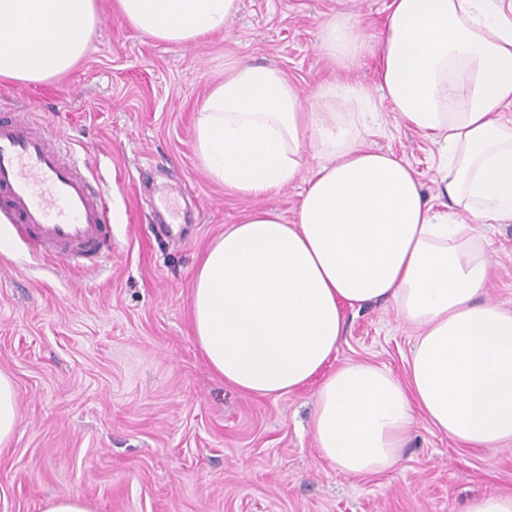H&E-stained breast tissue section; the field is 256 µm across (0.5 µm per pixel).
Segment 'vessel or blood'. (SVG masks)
Masks as SVG:
<instances>
[{
	"label": "vessel or blood",
	"instance_id": "b4317fda",
	"mask_svg": "<svg viewBox=\"0 0 512 512\" xmlns=\"http://www.w3.org/2000/svg\"><path fill=\"white\" fill-rule=\"evenodd\" d=\"M106 197L76 164L62 161L46 133L0 113V217L16 225L33 256L67 270L79 258L108 259Z\"/></svg>",
	"mask_w": 512,
	"mask_h": 512
}]
</instances>
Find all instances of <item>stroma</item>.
Listing matches in <instances>:
<instances>
[{"label": "stroma", "instance_id": "stroma-1", "mask_svg": "<svg viewBox=\"0 0 512 512\" xmlns=\"http://www.w3.org/2000/svg\"><path fill=\"white\" fill-rule=\"evenodd\" d=\"M391 0H240L224 32L189 45L158 42L97 0L85 56L43 81L0 80V110L30 113L109 190L112 262L74 273L34 259L0 221V372L18 418L0 447V512H43L77 494L96 512H464L477 496L512 492V442L464 448L418 418L391 470L340 473L311 433L316 383L249 396L208 366L192 331L191 285L206 248L250 211L293 222L305 184L265 200L238 195L200 166L194 129L212 84L235 61L280 70L306 105L329 84L373 89L370 146L393 151L435 198L437 144L404 125L375 91L378 56L339 69L320 49L344 17L369 41ZM491 263L487 297L512 311V223L474 227ZM329 369L365 360L405 378L416 332L391 303L346 309Z\"/></svg>", "mask_w": 512, "mask_h": 512}]
</instances>
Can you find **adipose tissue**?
<instances>
[{
  "mask_svg": "<svg viewBox=\"0 0 512 512\" xmlns=\"http://www.w3.org/2000/svg\"><path fill=\"white\" fill-rule=\"evenodd\" d=\"M504 0H392L377 83L401 120L442 144L445 210L410 164L367 147L370 93L331 84L304 109L278 70L233 63L197 117L201 166L242 196L305 176L297 219L259 210L229 225L194 275V336L211 370L258 397L320 378L311 432L341 473L392 468L418 415L452 440H512V313L486 301L489 262L469 223H512V19ZM141 34L186 45L229 25L239 0H115ZM96 0H0V79L41 82L82 59ZM321 50L340 67L368 48L346 20ZM317 166H304L306 148ZM391 302L416 329L406 379L368 361L324 368L344 307Z\"/></svg>",
  "mask_w": 512,
  "mask_h": 512,
  "instance_id": "obj_1",
  "label": "adipose tissue"
}]
</instances>
